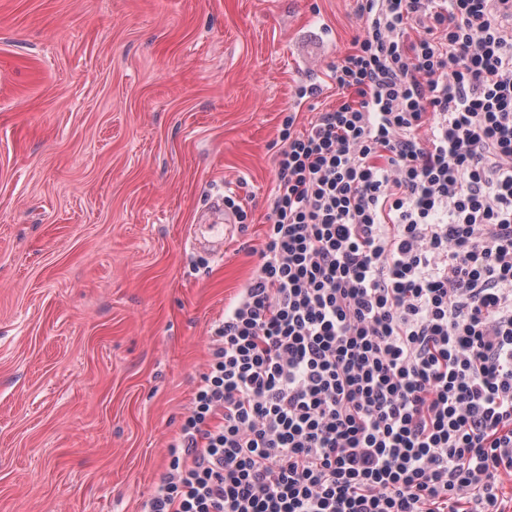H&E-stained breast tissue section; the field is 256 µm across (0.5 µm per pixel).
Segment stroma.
Instances as JSON below:
<instances>
[{
	"mask_svg": "<svg viewBox=\"0 0 512 512\" xmlns=\"http://www.w3.org/2000/svg\"><path fill=\"white\" fill-rule=\"evenodd\" d=\"M356 0H0V512H141ZM321 94L297 101L302 84ZM233 192L223 259L186 243Z\"/></svg>",
	"mask_w": 512,
	"mask_h": 512,
	"instance_id": "stroma-1",
	"label": "stroma"
}]
</instances>
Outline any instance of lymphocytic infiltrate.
Instances as JSON below:
<instances>
[{
	"label": "lymphocytic infiltrate",
	"mask_w": 512,
	"mask_h": 512,
	"mask_svg": "<svg viewBox=\"0 0 512 512\" xmlns=\"http://www.w3.org/2000/svg\"><path fill=\"white\" fill-rule=\"evenodd\" d=\"M147 512H512V0H358Z\"/></svg>",
	"instance_id": "lymphocytic-infiltrate-1"
}]
</instances>
